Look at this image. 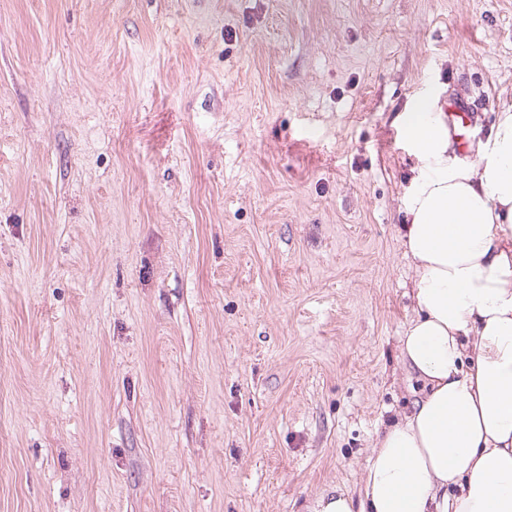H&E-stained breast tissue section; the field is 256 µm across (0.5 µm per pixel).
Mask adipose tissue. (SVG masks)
I'll list each match as a JSON object with an SVG mask.
<instances>
[{"label":"adipose tissue","mask_w":512,"mask_h":512,"mask_svg":"<svg viewBox=\"0 0 512 512\" xmlns=\"http://www.w3.org/2000/svg\"><path fill=\"white\" fill-rule=\"evenodd\" d=\"M396 123L418 160L403 199L416 306L399 352L421 392L380 433L359 497L336 492L318 512H512V105L471 159L434 97Z\"/></svg>","instance_id":"adipose-tissue-1"}]
</instances>
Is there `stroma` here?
Listing matches in <instances>:
<instances>
[{"label":"stroma","mask_w":512,"mask_h":512,"mask_svg":"<svg viewBox=\"0 0 512 512\" xmlns=\"http://www.w3.org/2000/svg\"><path fill=\"white\" fill-rule=\"evenodd\" d=\"M512 103V0H0V512H314L420 385L394 124Z\"/></svg>","instance_id":"35a3bbf8"}]
</instances>
